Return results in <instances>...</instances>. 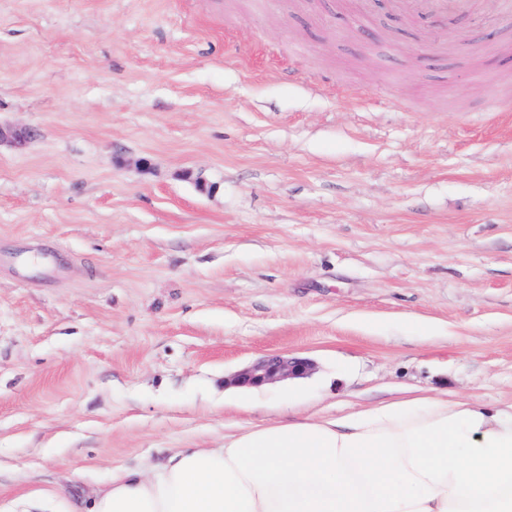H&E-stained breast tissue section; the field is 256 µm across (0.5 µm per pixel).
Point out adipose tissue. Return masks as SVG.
Listing matches in <instances>:
<instances>
[{
  "mask_svg": "<svg viewBox=\"0 0 512 512\" xmlns=\"http://www.w3.org/2000/svg\"><path fill=\"white\" fill-rule=\"evenodd\" d=\"M85 512H512V405L441 395L113 469Z\"/></svg>",
  "mask_w": 512,
  "mask_h": 512,
  "instance_id": "1",
  "label": "adipose tissue"
}]
</instances>
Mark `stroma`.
<instances>
[{
  "label": "stroma",
  "instance_id": "1",
  "mask_svg": "<svg viewBox=\"0 0 512 512\" xmlns=\"http://www.w3.org/2000/svg\"><path fill=\"white\" fill-rule=\"evenodd\" d=\"M0 0V512L226 431L512 404V15ZM286 352L306 377L230 378Z\"/></svg>",
  "mask_w": 512,
  "mask_h": 512
}]
</instances>
